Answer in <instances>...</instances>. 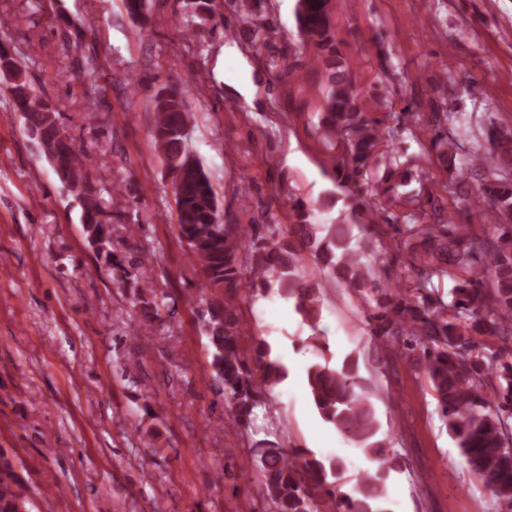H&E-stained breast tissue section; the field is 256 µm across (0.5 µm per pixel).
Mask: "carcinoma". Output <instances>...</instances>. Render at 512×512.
I'll return each mask as SVG.
<instances>
[{
  "instance_id": "1",
  "label": "carcinoma",
  "mask_w": 512,
  "mask_h": 512,
  "mask_svg": "<svg viewBox=\"0 0 512 512\" xmlns=\"http://www.w3.org/2000/svg\"><path fill=\"white\" fill-rule=\"evenodd\" d=\"M331 0H297L296 18L303 46L324 67L328 94L320 127L324 141L336 144L332 160L334 182L351 189L372 182L368 198L349 199L351 218L369 235L379 221L403 222L406 236L399 247L408 254L404 276L412 294L400 282L381 283L372 277L361 248L353 246L352 224H316L313 209L303 199L292 201L288 236L261 232V224H225L220 221L217 193L203 164L187 148L193 115L187 101L193 77L182 87L164 84L152 102L154 138L160 158L174 175L173 196L180 237L207 286L224 300L207 303L199 315L209 342L210 367L222 386L227 414L246 427L256 409L266 405L262 390L282 381L283 366L270 358L267 342L257 339L249 349L241 345V324L234 298L243 284L253 294L274 290L291 299L313 331L305 346L318 359L307 369V383L321 418L373 461L354 493L342 490L340 461L321 459L303 448L278 446L254 449L263 476L264 512H392L386 481L395 464L378 435V425L367 386L352 354L335 363L327 342L318 332L323 297L329 282L356 294L365 304L372 335L402 352L419 367L432 385L439 416L459 448L469 471L488 489L497 512H512V364L479 351L477 337L491 334L512 348V131H497L489 146L473 149L471 170L482 178L478 193H457L454 211L440 224H424L427 208L437 210L438 199L420 170L418 159L396 147L399 130L387 127L356 90L338 48L330 20ZM148 0H124L129 17L146 29L151 24ZM239 18L249 33L259 25L276 32L275 19L253 18L244 0H236ZM0 78L13 97L24 129L37 141L41 153L82 207V225L96 259L116 273L129 288L149 328L160 306L146 268V255L128 259L114 248L112 225L102 220L101 190L90 184L91 157L83 153L56 121L58 107L31 92L23 70L10 49L0 44ZM433 114L421 128L431 133L440 157L453 155L460 144L441 133ZM384 174H379L381 159ZM490 177H481V172ZM418 190H406L411 183ZM309 254L314 267L306 264ZM455 278L444 299L443 279ZM23 480L15 462L0 451V512H28Z\"/></svg>"
}]
</instances>
